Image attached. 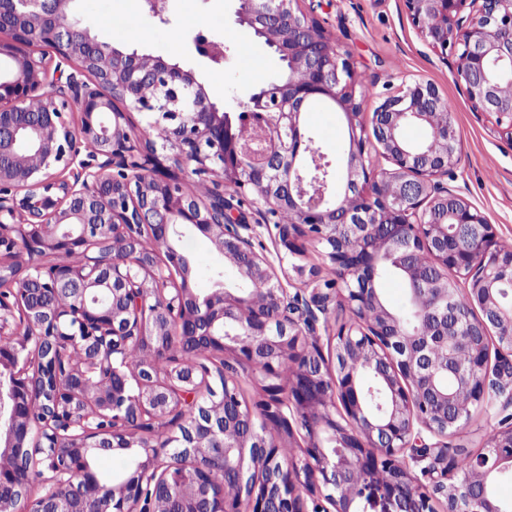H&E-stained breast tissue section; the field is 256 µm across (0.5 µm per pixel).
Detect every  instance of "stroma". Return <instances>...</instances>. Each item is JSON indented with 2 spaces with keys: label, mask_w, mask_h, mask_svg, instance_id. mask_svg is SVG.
I'll return each mask as SVG.
<instances>
[{
  "label": "stroma",
  "mask_w": 512,
  "mask_h": 512,
  "mask_svg": "<svg viewBox=\"0 0 512 512\" xmlns=\"http://www.w3.org/2000/svg\"><path fill=\"white\" fill-rule=\"evenodd\" d=\"M301 7L351 55L364 81L388 83L395 89L405 81H428L452 103L460 141V163L452 184L492 224L499 243L512 242V140L498 132L487 114L472 111L450 69L423 46L403 0H303ZM125 13L141 15L142 0H92L82 19L115 46L161 55L193 70L218 108L233 110L235 100L249 98L281 75L277 56L237 22L228 0H168L165 22L148 24L145 38L115 24V17ZM200 30L223 38L224 63L214 64L193 53L189 38ZM304 121L316 146L329 160H338L346 129L340 115L308 112ZM186 245L195 261L190 284L199 293H209L210 272L220 258L204 236H192ZM506 414L498 401L474 409L467 423L449 436V447L478 451Z\"/></svg>",
  "instance_id": "1"
}]
</instances>
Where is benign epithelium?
Wrapping results in <instances>:
<instances>
[{
  "mask_svg": "<svg viewBox=\"0 0 512 512\" xmlns=\"http://www.w3.org/2000/svg\"><path fill=\"white\" fill-rule=\"evenodd\" d=\"M237 21L288 64L290 77L272 82L237 110L254 137L243 139L230 114L211 103L194 71L161 57L121 50L80 24L55 19L77 12V0H0V248L34 257L63 252L112 232L126 259L102 258L89 274L64 262L38 268V292L66 295L54 308L21 287L0 296V374L15 378L18 396L0 395V512H512L491 491L512 473V425L469 454L460 473L445 439L468 421L471 409L508 393L512 404V250L496 242L493 227L467 198L448 186L460 156L452 119L442 130L446 150L432 154L403 138L410 124H434L446 100L429 82L411 81L380 94L364 121L367 88L349 55L331 44L324 27L299 0H232ZM424 44L450 64L473 109L495 117L512 140V0H403ZM52 48L49 70L32 47ZM196 54L215 64L224 43L204 32L192 37ZM70 70H65V67ZM300 72L303 79L291 74ZM328 97L349 128L344 172L306 136V103ZM81 112L74 124L70 114ZM141 124H164L170 142L145 144ZM376 148L388 167L366 162ZM218 177L206 199L185 191L186 169ZM72 174L68 179L64 173ZM365 184L396 186L394 195L363 194L348 208L328 193ZM252 195L250 211L237 198ZM295 209L290 224L280 210ZM261 217L278 264L255 249ZM167 239L186 232L209 237L225 263L251 288L223 282L205 296L189 287V269L171 251L168 263L146 256L144 232ZM408 279L421 325L411 328L386 306L374 242ZM324 250L335 280L309 288L308 267L291 264L303 242ZM424 250L438 274L413 263ZM175 268L181 281L165 273ZM469 300L472 324H457L455 301ZM345 306L351 322L332 334L330 356L301 337L329 329L328 316ZM207 357H231L263 375L254 405L238 388L200 406L201 367H179L178 380L160 370L182 343ZM143 351L142 371L129 377L111 354L129 343ZM80 345L95 352L104 381L60 371L56 352ZM51 355L37 389L23 379L20 354ZM468 354L462 369L457 352ZM294 371L284 389L283 364ZM468 395L458 402V390ZM83 397L89 413L112 411L110 449L133 457L131 469L110 483L87 479V507L61 510L69 471L57 464L65 452L74 465L104 450L99 430L65 414L37 424L31 403L43 395ZM341 419H336V407ZM306 432L300 454L282 462L279 446L259 428L271 424L294 437ZM41 438L36 475L42 493L11 495L19 475L12 462L32 426ZM427 431L440 438L431 445ZM419 472H414L413 467Z\"/></svg>",
  "mask_w": 512,
  "mask_h": 512,
  "instance_id": "obj_1",
  "label": "benign epithelium"
}]
</instances>
